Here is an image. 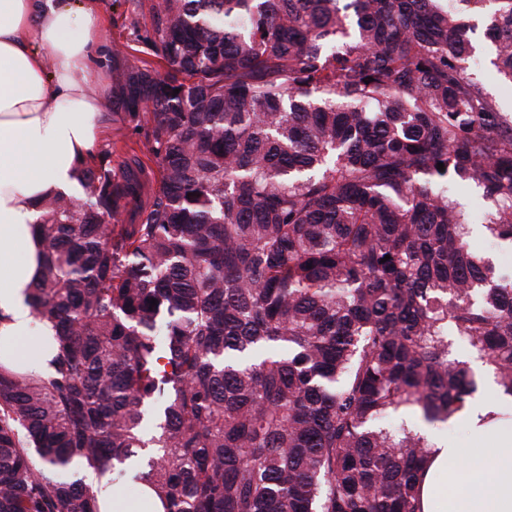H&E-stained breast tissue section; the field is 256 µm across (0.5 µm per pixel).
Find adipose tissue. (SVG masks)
Here are the masks:
<instances>
[{"mask_svg":"<svg viewBox=\"0 0 512 512\" xmlns=\"http://www.w3.org/2000/svg\"><path fill=\"white\" fill-rule=\"evenodd\" d=\"M97 0H0V364L42 353L51 324L35 327L32 294L41 264L34 223L44 199L80 197V169L107 136L100 92L110 79ZM79 36H71V26ZM495 402H477L469 453L437 440L421 475V512H512V425ZM468 470L450 493L441 483ZM100 512H164L150 486L129 498L97 496Z\"/></svg>","mask_w":512,"mask_h":512,"instance_id":"ef3b65f1","label":"adipose tissue"}]
</instances>
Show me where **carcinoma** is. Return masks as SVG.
I'll return each instance as SVG.
<instances>
[{
    "label": "carcinoma",
    "instance_id": "1",
    "mask_svg": "<svg viewBox=\"0 0 512 512\" xmlns=\"http://www.w3.org/2000/svg\"><path fill=\"white\" fill-rule=\"evenodd\" d=\"M151 13L104 104L147 155L41 205L56 350L0 367V512H98L89 473L165 512H418L432 445L388 421L476 401L450 337L512 398V268L470 246L512 247V111L470 68L480 23L512 84V0Z\"/></svg>",
    "mask_w": 512,
    "mask_h": 512
}]
</instances>
